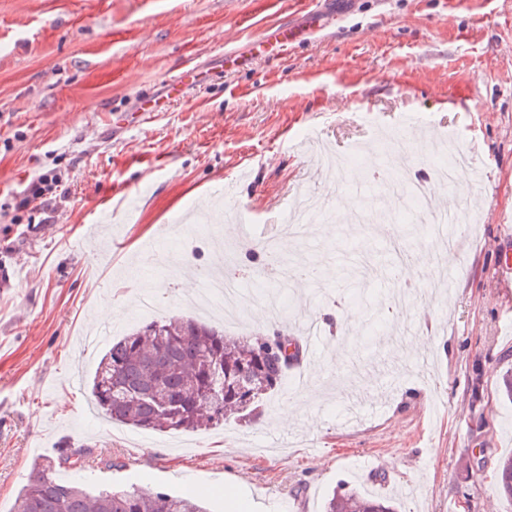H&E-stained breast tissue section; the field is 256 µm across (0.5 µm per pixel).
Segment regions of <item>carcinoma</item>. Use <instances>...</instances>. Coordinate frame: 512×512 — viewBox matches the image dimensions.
Masks as SVG:
<instances>
[{
  "label": "carcinoma",
  "mask_w": 512,
  "mask_h": 512,
  "mask_svg": "<svg viewBox=\"0 0 512 512\" xmlns=\"http://www.w3.org/2000/svg\"><path fill=\"white\" fill-rule=\"evenodd\" d=\"M292 339L278 336L239 344L185 317L152 320L131 328L102 357L91 392L114 422L157 432L197 431L254 406L277 389L298 356ZM83 469L67 448L35 465L14 512H206L194 496L146 489L88 490L61 482L58 469ZM500 494L512 500V455L500 458ZM323 512H397L384 498L335 492Z\"/></svg>",
  "instance_id": "cac0c4a2"
}]
</instances>
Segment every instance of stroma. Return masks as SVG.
<instances>
[{"label":"stroma","instance_id":"1","mask_svg":"<svg viewBox=\"0 0 512 512\" xmlns=\"http://www.w3.org/2000/svg\"><path fill=\"white\" fill-rule=\"evenodd\" d=\"M317 8L334 20L288 54L250 52ZM226 49L246 66L215 72L145 124L113 127L182 66L213 69ZM424 126L477 170L466 191L439 193L438 208L482 203L457 229L442 294L433 272L394 275L391 239L416 251L430 219L398 220L391 192L361 223L342 208L370 173L348 162L349 147L389 129L413 145L423 177ZM323 144L348 162L333 192L312 162ZM41 176L52 192L19 208ZM308 195L331 229L293 243L283 280L267 279L263 244L280 241ZM218 239L232 269L286 287L289 313L271 322L254 308L225 336H288L300 313L318 315L335 338L303 350L320 396L288 373L252 413L125 439L89 407L96 366L112 338L186 313ZM511 245L512 0H0V512L66 443L86 452L91 483L194 495L209 512H228V482L259 512H322L340 488L399 512H512L495 482L512 453V279L499 272ZM298 264L321 270L316 287L294 278ZM402 287L434 325L386 311ZM146 292L156 314L139 309ZM106 300L112 317L97 320ZM289 410L295 422L279 432L271 420Z\"/></svg>","mask_w":512,"mask_h":512}]
</instances>
